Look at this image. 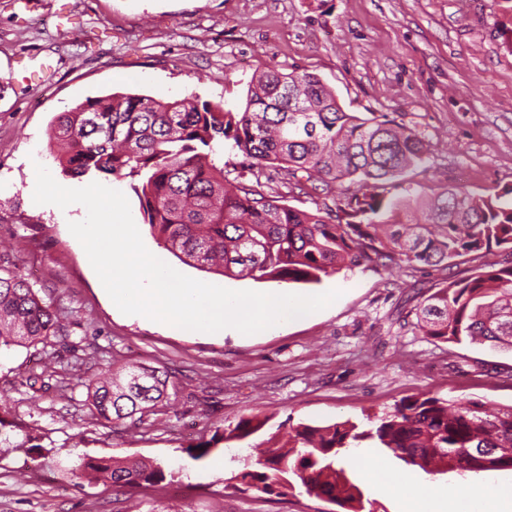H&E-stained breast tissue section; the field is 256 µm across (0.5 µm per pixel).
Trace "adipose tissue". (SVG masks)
I'll list each match as a JSON object with an SVG mask.
<instances>
[{
  "label": "adipose tissue",
  "mask_w": 512,
  "mask_h": 512,
  "mask_svg": "<svg viewBox=\"0 0 512 512\" xmlns=\"http://www.w3.org/2000/svg\"><path fill=\"white\" fill-rule=\"evenodd\" d=\"M349 466L362 482L395 501L397 512H502L503 507H512V481L506 479L448 485L407 471L390 470L369 448L352 455Z\"/></svg>",
  "instance_id": "ef3b65f1"
}]
</instances>
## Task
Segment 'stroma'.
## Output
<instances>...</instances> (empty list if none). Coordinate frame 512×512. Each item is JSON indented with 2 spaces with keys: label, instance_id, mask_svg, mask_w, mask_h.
I'll return each instance as SVG.
<instances>
[{
  "label": "stroma",
  "instance_id": "obj_1",
  "mask_svg": "<svg viewBox=\"0 0 512 512\" xmlns=\"http://www.w3.org/2000/svg\"><path fill=\"white\" fill-rule=\"evenodd\" d=\"M269 66L315 73L347 111L383 112L419 132L432 154L409 171L412 182L475 194L512 187V0H0V242L17 246L66 327L47 346L0 352V401L41 443L0 450V512H337L300 489L227 490L225 474L298 424L363 426L410 396L512 405V351L436 342L409 324L411 283L434 287L441 270L363 266L291 282L293 294L342 295L267 335H172L112 304L68 229L85 210L34 203L35 162L62 186L89 183L65 176L50 152L57 113L114 93L194 96L237 110ZM140 234L194 279L276 287L200 271L148 226ZM50 359L79 363V378L41 377ZM115 360L169 372L172 401L156 422L115 428L91 414L84 382ZM28 375L35 385L22 384ZM250 414L265 419L261 430L198 461L187 454ZM85 456L155 460L167 477L152 488L74 480ZM217 458L223 471L212 468Z\"/></svg>",
  "mask_w": 512,
  "mask_h": 512
}]
</instances>
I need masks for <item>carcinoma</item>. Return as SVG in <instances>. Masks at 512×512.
I'll return each instance as SVG.
<instances>
[{"mask_svg":"<svg viewBox=\"0 0 512 512\" xmlns=\"http://www.w3.org/2000/svg\"><path fill=\"white\" fill-rule=\"evenodd\" d=\"M50 141L68 175L131 179L143 223L166 249L204 272L318 283L362 265L446 271L459 258L498 252L503 259L466 277L443 278L414 306L412 326L439 342H492L512 350V188L477 195L447 186L429 193L408 182L407 172L427 162L430 145L387 114L346 111L314 73L265 68L237 112L193 98L88 99L54 117ZM227 146L248 160L232 180L215 162ZM264 174L280 195L262 189ZM306 182L333 195V205L308 211L281 203ZM346 182L355 190L343 188ZM414 208L422 209V219H409ZM63 335L59 315L19 271L15 250L0 246V348ZM168 384L163 370L124 365L89 380L87 405L100 421L137 426L170 405ZM8 414L0 403V448L41 447L30 434L10 444ZM262 426L241 418L188 453L199 460L211 443L244 439ZM367 439L428 474L448 471L468 480L512 471V406L421 395L376 417L366 430L347 421L301 424L288 444L267 449L256 464L243 460L224 488L279 497L300 487L344 512H365L346 453ZM89 473L129 488L165 478L157 462L114 457L87 458L72 469L77 479Z\"/></svg>","mask_w":512,"mask_h":512,"instance_id":"cac0c4a2","label":"carcinoma"}]
</instances>
